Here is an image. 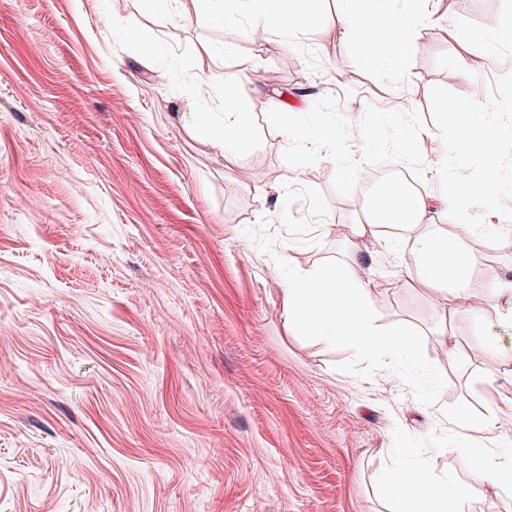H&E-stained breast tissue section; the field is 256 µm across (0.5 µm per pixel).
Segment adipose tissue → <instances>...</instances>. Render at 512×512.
Here are the masks:
<instances>
[{
    "instance_id": "obj_1",
    "label": "adipose tissue",
    "mask_w": 512,
    "mask_h": 512,
    "mask_svg": "<svg viewBox=\"0 0 512 512\" xmlns=\"http://www.w3.org/2000/svg\"><path fill=\"white\" fill-rule=\"evenodd\" d=\"M446 11L445 0H336L333 24L338 34L355 33L365 58L381 66L389 57L406 55L419 28L436 22ZM504 42H512L511 26L494 37L473 36L466 56L452 66V73H474L495 53L498 44ZM213 62L224 69V124L218 127L201 119L195 127L201 138L221 147L243 141L250 134L246 120L249 106L239 100L237 86L241 79L256 73L258 63L240 57L229 64L221 55L214 57ZM443 109L448 114L453 138L437 140L439 150L468 156L473 142L479 139L485 144L481 158L488 165H495L500 144L485 129L479 100L464 103L450 98ZM490 191V184L483 181L456 185L441 196L397 190L386 203L366 200L364 220L356 225L355 234L361 240H376L383 237L385 230H392V242L412 260L407 268L408 281L434 289L462 288L478 262L477 253L483 239L495 233L497 227L487 224L476 230L464 224L456 237L451 238L433 224V214L441 206L486 202ZM378 482L393 512H471L464 490L447 478L428 477L421 469L406 463L383 472Z\"/></svg>"
}]
</instances>
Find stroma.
Here are the masks:
<instances>
[{"instance_id":"35a3bbf8","label":"stroma","mask_w":512,"mask_h":512,"mask_svg":"<svg viewBox=\"0 0 512 512\" xmlns=\"http://www.w3.org/2000/svg\"><path fill=\"white\" fill-rule=\"evenodd\" d=\"M446 4L455 41L428 24L376 67L337 34L336 0L260 42L242 0L220 22L191 0L164 14L151 0H0V512H390L377 476L400 448L474 512H512L466 459L512 440L511 416L482 427L488 385L512 394V323L488 309L512 279V44L448 78L473 31L512 21V0ZM227 46L271 78L243 81L251 135L223 151L194 117L224 123L211 56ZM477 80L501 141L492 201L434 222L505 221L467 289L436 294L406 284L388 241L353 249L350 226L364 169L401 165L435 193L482 177L478 157L448 154L442 180L400 148L445 135L441 102L470 101ZM328 131L344 142L334 161L319 157ZM280 258L360 263L378 325L424 333L448 380L437 405L389 370L337 371L351 350L289 328Z\"/></svg>"}]
</instances>
